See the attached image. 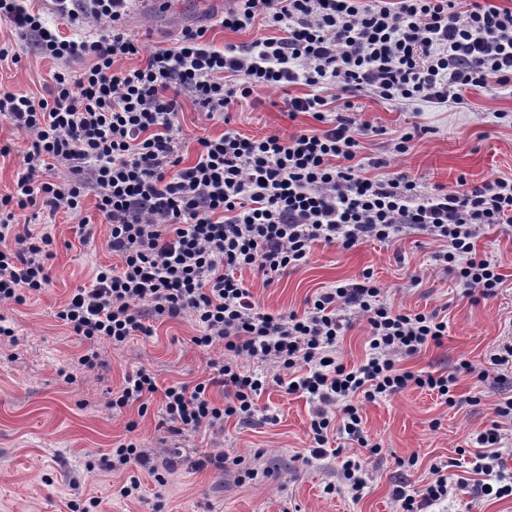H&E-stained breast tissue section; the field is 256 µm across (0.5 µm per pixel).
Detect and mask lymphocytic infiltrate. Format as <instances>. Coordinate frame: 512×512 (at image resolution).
I'll return each instance as SVG.
<instances>
[{"instance_id": "f902f5d3", "label": "lymphocytic infiltrate", "mask_w": 512, "mask_h": 512, "mask_svg": "<svg viewBox=\"0 0 512 512\" xmlns=\"http://www.w3.org/2000/svg\"><path fill=\"white\" fill-rule=\"evenodd\" d=\"M70 34L46 26L26 0H0V19L52 60V83L42 98L0 90V115L26 134L12 190L0 196V303L24 304L51 282L54 239L19 224L21 212H65L77 221L81 244L94 237L93 217L109 229L121 259L99 266L87 285L56 313L84 342L76 369L101 367L98 346L152 336L157 317H190V342L208 351L207 379L158 387L140 367L127 374L112 409L137 406L146 414L160 396L159 426L171 436L219 433L230 418L248 420L268 384L270 369L289 376L288 393L313 404V458L326 454L330 430L370 455L382 451L362 425V402L415 386L456 405V373H415L401 359L442 345L447 321L406 313L387 302L372 272L308 301L304 313L262 311L241 270L274 279L308 261L316 242L351 249L423 231L445 242L437 264L467 293L489 297L502 285L499 263L478 253L482 226L512 231V179L423 191L399 173L370 178L360 158L367 131L352 112L353 96L398 104L464 105L473 88L512 89V7L483 0H237L218 24L237 32L259 25L269 36L216 48L205 29L184 30L176 47L145 52L123 27L131 0H52ZM145 55L144 65L120 68ZM303 83L304 96L286 99L289 118L305 114L315 130L246 137L228 128L197 139L191 166L180 155V95L211 120L262 88ZM95 215L84 212L87 194ZM369 327L364 363L338 356L346 313ZM221 388L216 403L211 388ZM491 427L479 433L473 470L495 474L483 495L512 496L498 447L512 423V397L499 401ZM195 467H214L240 485L258 471L240 455L202 451ZM420 494L396 488L401 512L461 495L441 467Z\"/></svg>"}]
</instances>
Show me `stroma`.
<instances>
[{"label":"stroma","instance_id":"obj_1","mask_svg":"<svg viewBox=\"0 0 512 512\" xmlns=\"http://www.w3.org/2000/svg\"><path fill=\"white\" fill-rule=\"evenodd\" d=\"M170 2L164 17L146 10L128 14L127 31L146 50L175 47L183 30L201 26L218 47L263 35L255 27L232 32L213 25L212 15L194 7V0ZM1 40L13 44L21 59L0 63V89L45 96L51 63L35 56L9 23L0 22ZM307 91L301 83L286 91L259 90L231 112L227 126L207 120L199 105L181 97L186 162L195 159L193 139L218 136L227 127L258 137L272 131L289 135L312 126V119L302 114L289 119L283 103L285 95ZM466 99L465 107L446 110L354 97L357 118L370 127L363 138L366 156L386 158L388 172L404 173L428 190L452 186L460 177L472 186L512 178V93L470 90ZM416 126L421 132L409 150L391 154V136ZM1 146L10 149L9 155L0 156L3 195L13 187L27 139L0 117ZM38 221L49 224L55 238L51 283L25 304L0 306V316L17 335L14 346L0 349V512H69L67 503L78 492L100 498L101 512H397L396 486L419 494L435 466L443 467L449 480H466L468 489L428 512H512V497L482 496L480 485L486 477L472 471L477 434L490 428L495 404L512 395V363L492 362L494 354L512 345V233L490 225L477 240L478 252L497 260L504 276L496 294L485 299L467 296L452 275L437 269L434 256L442 243L419 233L349 251L316 245L307 264L270 283L258 271H243L245 287L258 306L271 313L303 312L320 289L352 281L368 269L395 308L435 313L448 322L442 345L422 349L402 366L413 372H457V405L448 406L435 392L407 388L363 407V423L372 440L381 444V455L346 444L333 431L328 455L315 459L310 455L312 404L273 381L259 397L256 415L244 421L228 419L217 437L202 432L170 436L158 428L152 408L143 416L133 407L111 409L126 374L141 366L155 373L162 386L205 378L208 359L221 356L222 350L195 349L190 338L196 328L186 317L156 321L153 336H137L120 347L101 343L105 367L65 380L64 372L83 354L84 344L56 312L88 282L94 267L115 266L120 259L108 246L107 225L97 224L94 242L84 246L68 215L43 214ZM414 276L420 279L415 286L410 283ZM465 361L474 365V372L461 371ZM479 370L485 380H477ZM474 394L480 395V403H470ZM131 421L137 424L136 434L156 474L134 464L111 472L88 471V464L127 439ZM208 447L243 455L272 475L239 486L214 468L195 469L193 460ZM351 455L364 469L365 487L356 499L341 480L342 462ZM133 475L141 481L139 496L121 497L120 487Z\"/></svg>","mask_w":512,"mask_h":512}]
</instances>
